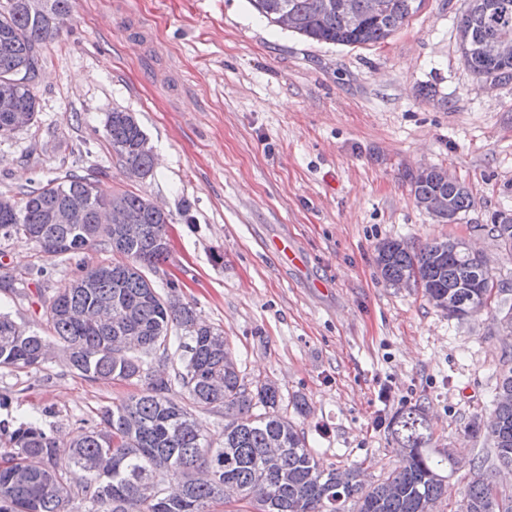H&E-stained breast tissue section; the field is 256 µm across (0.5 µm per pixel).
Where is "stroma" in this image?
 <instances>
[{"label":"stroma","mask_w":512,"mask_h":512,"mask_svg":"<svg viewBox=\"0 0 512 512\" xmlns=\"http://www.w3.org/2000/svg\"><path fill=\"white\" fill-rule=\"evenodd\" d=\"M469 0H425L376 46L317 43L269 23L249 0H72L42 50L34 120L0 138V194L94 170L104 192L163 204L171 256L151 272L179 282L198 319L221 331L245 382L304 397L294 421L324 468H361L365 482L398 457L385 421L425 407L436 448L464 466L450 480L455 512L468 437L485 413L512 335L496 310L458 321L421 289L379 276L375 246L472 240L495 278L512 280V253L487 225L512 213V83L481 89L458 51ZM134 113L157 163L130 177L105 138L108 112ZM450 170L471 205L456 223L419 208L410 176ZM289 239L302 265L274 248ZM96 246L68 259L0 238V307L43 331L42 305L80 269L112 261ZM140 380L92 381L53 357L0 368V421L27 417L61 436L81 433Z\"/></svg>","instance_id":"stroma-1"}]
</instances>
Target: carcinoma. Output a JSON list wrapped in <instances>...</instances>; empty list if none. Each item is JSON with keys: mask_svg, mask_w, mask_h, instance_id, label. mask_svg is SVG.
<instances>
[{"mask_svg": "<svg viewBox=\"0 0 512 512\" xmlns=\"http://www.w3.org/2000/svg\"><path fill=\"white\" fill-rule=\"evenodd\" d=\"M250 2L266 19L272 7L286 6L297 17L295 33L343 46L384 43L421 4L387 0L388 13L372 18L371 0H356L363 20L351 25L338 12L326 11L324 0ZM492 2L508 4V10L485 13L478 0H470L459 28L472 39L495 27L512 33V0ZM70 13L71 0H46L42 15L29 14L24 0L0 5V93L10 89L15 106L37 112L33 86L41 51ZM459 49L474 80L481 82L489 66L471 46ZM19 74L25 83H15ZM105 130L113 154L129 174L143 178L152 172V156L140 148L146 134L128 112L108 113ZM411 186L416 197L448 194L457 215L471 205L468 189L443 180L436 167L413 175ZM10 198L13 206L0 208L1 237L23 238L49 258L97 245L126 258L119 269L102 264L82 270L94 276V287L61 289L44 302L43 315L68 368L93 380L143 377L146 383L140 394L112 402L96 426L68 443L47 432L36 417L20 421L0 452V488L11 487L7 494L0 491V512H65L74 501L89 503L88 512H210L212 504L224 499L222 483L245 488L240 500L257 504L258 512H344V504L354 498L357 512H425L428 503L448 495V474L459 470L460 462L432 447L433 426L417 404L388 419L399 464L376 483L364 486L356 468L345 473L322 469L304 434L282 412L278 388L271 382L245 383L219 332L198 322L190 304L167 301L177 284H167L165 294L154 288L148 271L170 254L160 239L162 226L172 223V217L151 211L147 198L126 192L107 195L99 190L94 172L72 170L43 185L21 187ZM52 205L76 207V223H49L46 212ZM105 207L136 215L137 234L129 238L115 225L99 226L98 213ZM489 232L512 254V223H494ZM375 252L386 283L411 282L450 318H467L488 305L482 283L489 273L458 247L456 237L418 247L387 239ZM121 336L135 337L136 347L117 350L114 342ZM53 352L39 332L0 310V367H37ZM172 352L179 354L183 370L172 378L148 372L146 357L166 360ZM176 384L187 392L188 403L169 396ZM211 405L224 407L229 419L219 448L192 418L193 408ZM468 431L483 437L488 451L470 463L471 478L457 512H512V491L486 476L497 467L512 469V366L503 365L489 411L471 421ZM259 466L268 469L270 482L254 483ZM71 468L85 473L82 485L68 483ZM156 476L157 498L147 503L139 495L138 481Z\"/></svg>", "mask_w": 512, "mask_h": 512, "instance_id": "carcinoma-1", "label": "carcinoma"}]
</instances>
